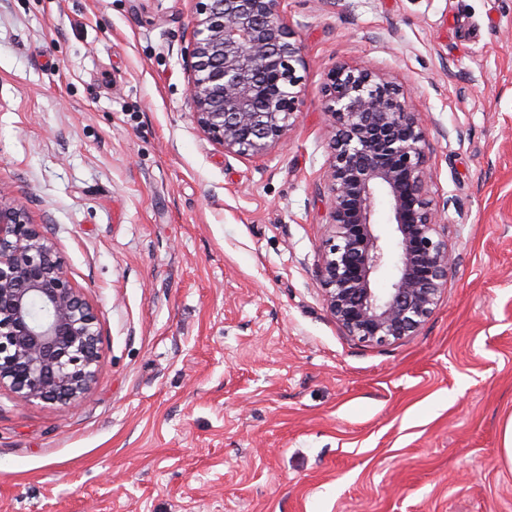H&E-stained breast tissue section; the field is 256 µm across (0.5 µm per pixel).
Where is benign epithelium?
<instances>
[{
    "label": "benign epithelium",
    "mask_w": 512,
    "mask_h": 512,
    "mask_svg": "<svg viewBox=\"0 0 512 512\" xmlns=\"http://www.w3.org/2000/svg\"><path fill=\"white\" fill-rule=\"evenodd\" d=\"M198 2L187 55L193 117L224 151L260 155L287 134L300 96L301 48L284 0ZM325 93L335 129L319 270L327 308L364 343L412 336L454 268L448 225L428 193L425 131L400 89L369 68L336 65ZM391 250L395 278L381 292L374 275ZM98 343L96 316L55 241L0 193V388L24 402L79 404L96 378Z\"/></svg>",
    "instance_id": "7a95c632"
}]
</instances>
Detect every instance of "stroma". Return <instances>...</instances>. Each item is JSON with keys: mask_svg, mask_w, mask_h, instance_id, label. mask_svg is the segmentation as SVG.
I'll return each instance as SVG.
<instances>
[{"mask_svg": "<svg viewBox=\"0 0 512 512\" xmlns=\"http://www.w3.org/2000/svg\"><path fill=\"white\" fill-rule=\"evenodd\" d=\"M197 0H0V189L100 331L78 406L0 389V512H512V0H285L298 109L261 156L195 122ZM397 85L456 264L413 336L318 277L326 75Z\"/></svg>", "mask_w": 512, "mask_h": 512, "instance_id": "35a3bbf8", "label": "stroma"}]
</instances>
